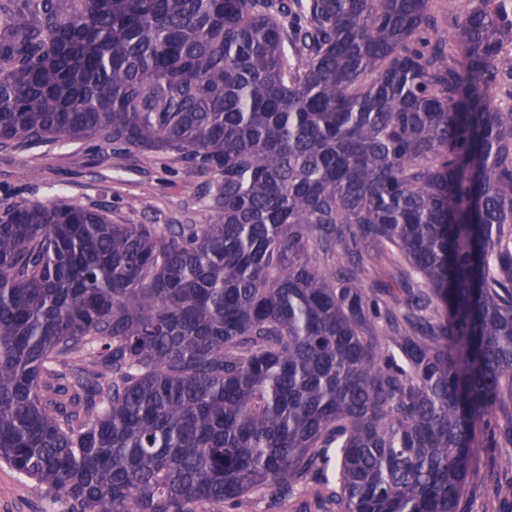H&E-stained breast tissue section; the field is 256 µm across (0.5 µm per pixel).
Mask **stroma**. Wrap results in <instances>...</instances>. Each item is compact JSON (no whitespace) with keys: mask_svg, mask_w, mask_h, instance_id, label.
Instances as JSON below:
<instances>
[{"mask_svg":"<svg viewBox=\"0 0 512 512\" xmlns=\"http://www.w3.org/2000/svg\"><path fill=\"white\" fill-rule=\"evenodd\" d=\"M202 183V176L178 162H145L134 152L101 154L79 141L0 150V200L45 203L61 197L78 206L107 207L118 224L206 223ZM509 455L512 443L496 433L475 449L463 512H512V499L495 493L498 484L512 480L502 467ZM63 510L35 481L0 465V512Z\"/></svg>","mask_w":512,"mask_h":512,"instance_id":"35a3bbf8","label":"stroma"}]
</instances>
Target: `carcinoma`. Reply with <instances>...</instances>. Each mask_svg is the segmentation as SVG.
<instances>
[{"instance_id": "cac0c4a2", "label": "carcinoma", "mask_w": 512, "mask_h": 512, "mask_svg": "<svg viewBox=\"0 0 512 512\" xmlns=\"http://www.w3.org/2000/svg\"><path fill=\"white\" fill-rule=\"evenodd\" d=\"M441 2L0 0V149L167 156L210 213L0 202V464L66 512H460L512 397V15ZM367 281L368 283H377L392 289V296L396 299H403V294L396 271L391 265L380 257H374L367 263Z\"/></svg>"}]
</instances>
